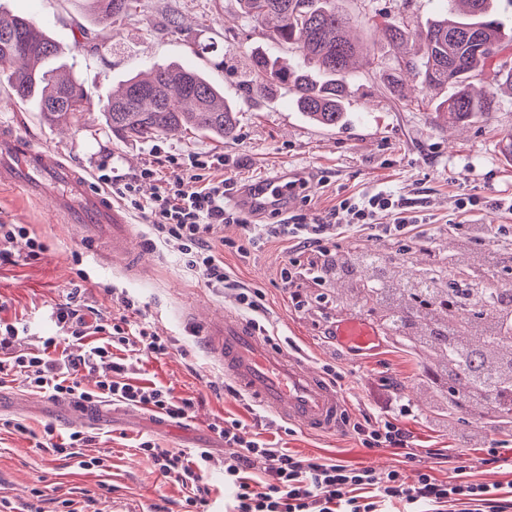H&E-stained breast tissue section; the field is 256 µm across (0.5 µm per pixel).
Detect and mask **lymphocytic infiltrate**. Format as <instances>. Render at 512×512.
I'll return each instance as SVG.
<instances>
[{
  "label": "lymphocytic infiltrate",
  "instance_id": "lymphocytic-infiltrate-1",
  "mask_svg": "<svg viewBox=\"0 0 512 512\" xmlns=\"http://www.w3.org/2000/svg\"><path fill=\"white\" fill-rule=\"evenodd\" d=\"M145 180L156 184L147 198L140 194ZM96 182L140 215L153 241L176 245L180 260L206 287L233 291L241 310L266 336L273 333L274 324L266 316L260 289L234 279L216 250L225 225L242 227L237 253L244 260L270 240L287 243L289 266L282 269L281 282L294 302L299 299L293 290L296 280L328 284L326 263L335 254L338 240L349 234L366 232L375 240L395 242L404 251L414 244L424 245L427 238L426 216L388 187L346 197L310 220L288 212L274 224L251 223L247 213L230 204L239 185L225 176L220 155L188 154L166 162L152 161L131 176L104 162L97 168ZM116 302L117 314L95 327L102 335L100 342L87 346L76 360L59 348L60 334L79 342L86 336L84 321L71 304L53 309L51 318L59 333L44 338L42 350L33 352L19 349L27 328L6 319L7 306L1 302L0 385L6 378L20 376L31 390L52 398H72L91 406L110 398L172 420L188 418L194 406L191 399L175 396L161 384H141L133 377L141 356L166 355L173 340L156 336L149 323L139 320L140 309L133 299L121 295ZM105 362L111 367L110 374L102 376L95 388H84L78 371H92ZM416 410L411 400L396 396L375 419L353 423L352 431L364 447L406 450L411 441L402 421ZM213 430L224 442V483L234 492L232 512H386L387 505L394 502L402 504V512H454L456 507L470 504L483 512H512V490H504L498 483L457 478L443 481L426 472L412 483L396 469L383 473L329 458H308L260 436H244L243 424L236 419L214 424ZM87 441L78 430L58 438L55 427L48 424L35 446L90 469L99 466V458L85 459L77 453ZM138 449L152 459L162 476L189 488V506L206 505L209 490L203 478L213 459L209 449L174 451L149 440L140 442Z\"/></svg>",
  "mask_w": 512,
  "mask_h": 512
}]
</instances>
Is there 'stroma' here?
Here are the masks:
<instances>
[{
    "instance_id": "obj_1",
    "label": "stroma",
    "mask_w": 512,
    "mask_h": 512,
    "mask_svg": "<svg viewBox=\"0 0 512 512\" xmlns=\"http://www.w3.org/2000/svg\"><path fill=\"white\" fill-rule=\"evenodd\" d=\"M352 19V33L370 50L349 78L344 123L321 127L294 105L292 94L272 84L261 99L242 97L250 75L251 53L268 47L264 26L243 18L237 0H141L138 17L114 26L97 25L83 0H0V13L36 16L59 47L63 72L82 85L88 103L77 122L58 128L43 122L35 105L11 96L0 74V122L16 126L46 150L95 174L97 165L113 161L120 171L138 172L153 155L224 154V173L250 185L283 172L300 185L291 211L310 216L333 208L342 198L378 186H391L422 201L434 229L428 246L438 256H452L462 237L460 224H505L512 227V211L469 210L460 201L468 196L512 198V158L503 146L512 137V93L498 94L489 117L452 126L437 118L435 106L443 94L407 80V103H400L384 85L383 72L396 68L402 51L389 44L384 21L395 20L414 29L441 12L440 0H339ZM97 47L78 49L84 34ZM214 44L216 51L196 55L197 46ZM180 63L193 67L237 102L238 127L234 138L218 141L188 132L149 140L120 139L105 131L100 107L119 83L154 65ZM135 246L147 264L131 275L112 260L109 240L92 246L77 237L71 225L57 224L48 206L20 191L0 188V224L25 225L46 246L36 259L19 258L0 266V300L8 319L26 325L24 338L37 350L44 338L57 335L50 308L70 302L87 321L110 318L111 289L137 300L152 329L174 339L170 354L143 359L141 378L170 386L175 395L195 401L190 418L174 423L141 407L108 401L104 417L83 423L63 412L55 400L14 380L0 387V503L19 512H60L73 487L89 490L100 512H186L188 492L163 477L135 447L138 439H153L174 451L209 448L214 464L206 474L212 493L207 512H224V443L211 426L233 417L253 426L249 395L235 396L224 389V367L209 350L202 328L223 314H238L231 291L207 288L200 277L177 259L174 246L147 247V226L132 215ZM241 230L224 227L220 252L224 265L237 280L260 288L268 316L278 326L280 340L292 343L291 355L311 369L340 372L351 421L377 414L390 393L415 402L419 414L403 425L411 436L412 456L386 448L363 447L351 431L318 435L274 418L263 435L279 439L304 456H326L340 464L365 465L387 472L398 469L409 479L422 472L445 480L464 473L486 482H512V431H490L480 411L455 417L452 428L436 427L429 408L434 396L422 387L423 367L413 355L388 337L374 352L348 353L332 332L340 320L361 316L358 303L347 309L336 298L347 285L326 288L311 282L301 286V306H294L281 286L287 245L273 240L249 259L236 252ZM195 309L196 320L186 317ZM26 433L16 431V424ZM60 432L80 430L92 440L82 452L103 458L110 466L109 488L99 485V470H81L67 461H53L34 448L32 434L45 424ZM497 453H490V446ZM43 497H33V488Z\"/></svg>"
}]
</instances>
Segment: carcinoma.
<instances>
[{"label":"carcinoma","mask_w":512,"mask_h":512,"mask_svg":"<svg viewBox=\"0 0 512 512\" xmlns=\"http://www.w3.org/2000/svg\"><path fill=\"white\" fill-rule=\"evenodd\" d=\"M101 24L137 14L140 0H89ZM242 14L271 24L269 36L279 47H293L307 60L295 68L279 55L256 50L252 77L244 86L247 98L267 95L274 82L293 94L297 107L317 124L334 128L345 119L344 98L350 61L363 54L361 45L346 34L348 14L338 0H238ZM383 33L396 46L419 44L398 60L399 70L422 78L427 88L450 87L453 93L438 104L450 123L469 122L489 115L498 88H512V64L494 67L488 90L470 93V80L490 67L502 51L501 22L490 0H448L446 13L410 30L396 21L384 22ZM58 46L33 16L0 15V66L10 68L12 94L37 99L42 120L59 125L85 111L87 96L74 80L55 77L54 70H33L31 64L51 61ZM105 129L122 138L148 139L189 130L213 139H231L237 132V107L197 71L183 66L156 67L145 78L134 77L112 92L102 105ZM449 265L472 271L480 296L462 299L442 314L429 304L448 297V270L423 275L409 259L349 249L331 258L336 278L348 280L363 309L387 335L407 345L426 367L435 369L443 388L461 376H477L486 383L487 420L504 430L512 426V407L495 404L496 379L480 357L473 363L454 361L462 336H497L512 343L508 316L486 310L494 304L491 281L512 267V253H484L476 241L461 243Z\"/></svg>","instance_id":"obj_1"}]
</instances>
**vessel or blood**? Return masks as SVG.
<instances>
[{"mask_svg":"<svg viewBox=\"0 0 512 512\" xmlns=\"http://www.w3.org/2000/svg\"><path fill=\"white\" fill-rule=\"evenodd\" d=\"M2 184L20 189L34 201L49 202L53 213L75 225L80 236L106 231L113 257L138 263L131 226L111 197L92 187L82 169L4 126H0ZM294 193L282 174L244 187L233 202L260 214L283 207ZM336 334L343 344L358 350L370 349L377 341L376 330L355 317L339 323ZM207 336L210 349L224 363L225 376L277 416L320 433L336 432L345 424L348 409L339 388L305 362L256 336L246 321L229 314L210 320Z\"/></svg>","mask_w":512,"mask_h":512,"instance_id":"1","label":"vessel or blood"}]
</instances>
